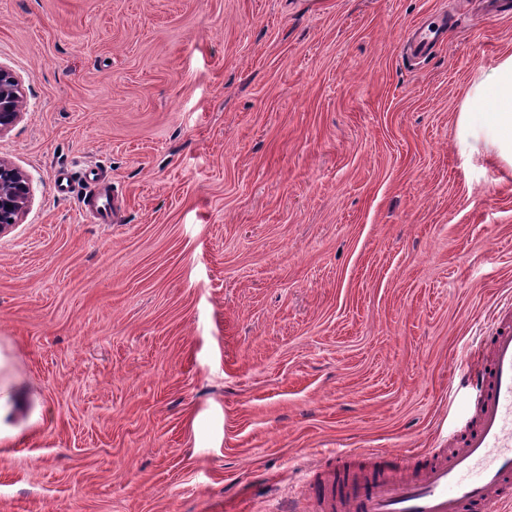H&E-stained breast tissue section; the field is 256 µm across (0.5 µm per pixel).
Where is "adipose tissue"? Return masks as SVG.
<instances>
[{"label": "adipose tissue", "mask_w": 512, "mask_h": 512, "mask_svg": "<svg viewBox=\"0 0 512 512\" xmlns=\"http://www.w3.org/2000/svg\"><path fill=\"white\" fill-rule=\"evenodd\" d=\"M456 122L461 152L480 144L489 158L512 168V54L479 73Z\"/></svg>", "instance_id": "1"}]
</instances>
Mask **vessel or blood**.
I'll return each instance as SVG.
<instances>
[{"mask_svg": "<svg viewBox=\"0 0 512 512\" xmlns=\"http://www.w3.org/2000/svg\"><path fill=\"white\" fill-rule=\"evenodd\" d=\"M466 377L479 391L460 450L425 461L349 450L317 480L327 512H490L512 500V307L497 308L489 355Z\"/></svg>", "mask_w": 512, "mask_h": 512, "instance_id": "obj_1", "label": "vessel or blood"}]
</instances>
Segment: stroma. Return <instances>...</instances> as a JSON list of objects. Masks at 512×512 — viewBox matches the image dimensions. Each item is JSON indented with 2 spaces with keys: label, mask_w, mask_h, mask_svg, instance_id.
Segmentation results:
<instances>
[{
  "label": "stroma",
  "mask_w": 512,
  "mask_h": 512,
  "mask_svg": "<svg viewBox=\"0 0 512 512\" xmlns=\"http://www.w3.org/2000/svg\"><path fill=\"white\" fill-rule=\"evenodd\" d=\"M493 3L0 0V512H316L337 452L461 439L512 297V169L457 146ZM19 79L0 67V133L12 128L23 114ZM29 193L26 176L12 164L0 160V234L19 223L26 211ZM8 403V405H5ZM5 405L3 416L11 415L13 418L20 414L21 411L28 409L29 397L25 389L17 387L13 389L12 395L0 397V432L2 424V405Z\"/></svg>",
  "instance_id": "35a3bbf8"
}]
</instances>
